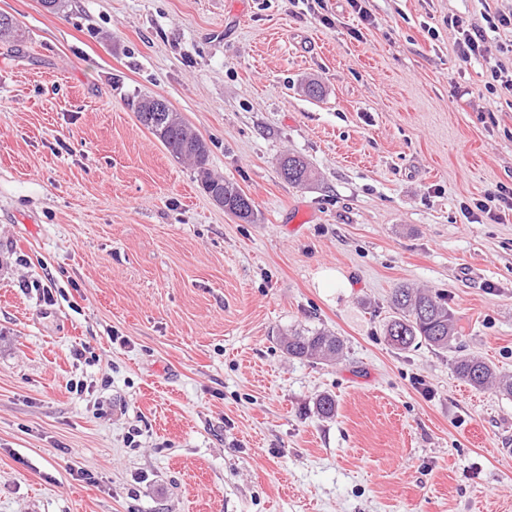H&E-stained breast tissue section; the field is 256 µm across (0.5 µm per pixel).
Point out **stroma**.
<instances>
[{
	"label": "stroma",
	"mask_w": 512,
	"mask_h": 512,
	"mask_svg": "<svg viewBox=\"0 0 512 512\" xmlns=\"http://www.w3.org/2000/svg\"><path fill=\"white\" fill-rule=\"evenodd\" d=\"M327 5L0 0L24 32L0 42V512H512V397L384 338L394 286L425 288L512 375V210L462 212L512 190V93L485 89L512 26L466 61L453 24L512 0H365L360 40ZM143 95L253 222L138 122ZM314 327L342 358L283 352ZM157 96H142L137 103V118L160 141L163 146L177 159L191 162L197 181L220 207L228 209L237 218L247 223L253 222L255 205L237 185L215 176L209 167L210 148L203 137L194 130L174 109L167 111L154 110V99ZM238 192L245 194L249 204L244 210L237 209ZM223 194L220 196H213ZM280 169L284 178L294 184H305L312 178L308 164L297 156H285L280 162Z\"/></svg>",
	"instance_id": "obj_1"
}]
</instances>
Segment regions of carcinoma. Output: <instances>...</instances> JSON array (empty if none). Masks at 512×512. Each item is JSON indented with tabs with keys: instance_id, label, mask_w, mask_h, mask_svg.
<instances>
[{
	"instance_id": "1",
	"label": "carcinoma",
	"mask_w": 512,
	"mask_h": 512,
	"mask_svg": "<svg viewBox=\"0 0 512 512\" xmlns=\"http://www.w3.org/2000/svg\"><path fill=\"white\" fill-rule=\"evenodd\" d=\"M21 28L17 20L0 15V41H18ZM153 95L138 100L137 118L176 158L191 162L196 180L211 196L224 195V205L237 218L253 222L254 202L237 208L240 188L215 176L209 167L210 148L203 137L177 112L154 110ZM281 173L294 184H305L312 178L308 164L300 157L288 155L280 162ZM394 316L384 329L387 343L397 350H408L420 344L433 349L448 350L456 347L459 339L455 318L448 308V300L425 290L401 285L391 295ZM283 351L292 358L313 362L337 359L344 350V340L322 329H304L288 336L282 342ZM454 371L465 383L477 390L494 386L498 392L512 396V376H499L485 361L460 354L454 360Z\"/></svg>"
}]
</instances>
